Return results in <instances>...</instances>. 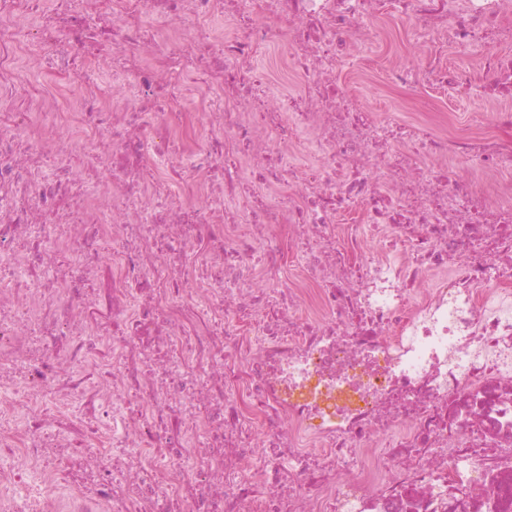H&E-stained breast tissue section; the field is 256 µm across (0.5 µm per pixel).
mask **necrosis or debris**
<instances>
[{
	"mask_svg": "<svg viewBox=\"0 0 512 512\" xmlns=\"http://www.w3.org/2000/svg\"><path fill=\"white\" fill-rule=\"evenodd\" d=\"M510 10L0 0V512H512ZM382 21L492 127L347 92ZM405 63L411 69H418L427 65H435L442 68H447L452 72H471V79L473 81H480L483 78V73L474 69L472 61L464 56L457 55L451 51H447L438 55L436 58L427 57V54L420 46L413 47L407 57Z\"/></svg>",
	"mask_w": 512,
	"mask_h": 512,
	"instance_id": "4bbe7bcc",
	"label": "necrosis or debris"
}]
</instances>
